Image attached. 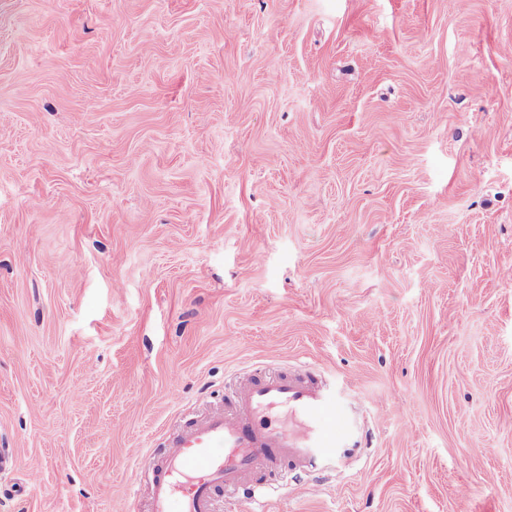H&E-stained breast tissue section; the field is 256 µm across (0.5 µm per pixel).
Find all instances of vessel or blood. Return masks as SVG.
I'll list each match as a JSON object with an SVG mask.
<instances>
[{
	"label": "vessel or blood",
	"instance_id": "vessel-or-blood-1",
	"mask_svg": "<svg viewBox=\"0 0 512 512\" xmlns=\"http://www.w3.org/2000/svg\"><path fill=\"white\" fill-rule=\"evenodd\" d=\"M224 407L182 424L143 461L148 512H220L259 478L343 467L361 446L349 403L329 385L287 369L231 381Z\"/></svg>",
	"mask_w": 512,
	"mask_h": 512
}]
</instances>
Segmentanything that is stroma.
I'll list each match as a JSON object with an SVG mask.
<instances>
[{
	"label": "stroma",
	"mask_w": 512,
	"mask_h": 512,
	"mask_svg": "<svg viewBox=\"0 0 512 512\" xmlns=\"http://www.w3.org/2000/svg\"><path fill=\"white\" fill-rule=\"evenodd\" d=\"M512 0H0V512L145 506L258 366L364 446L265 512H512Z\"/></svg>",
	"instance_id": "35a3bbf8"
}]
</instances>
